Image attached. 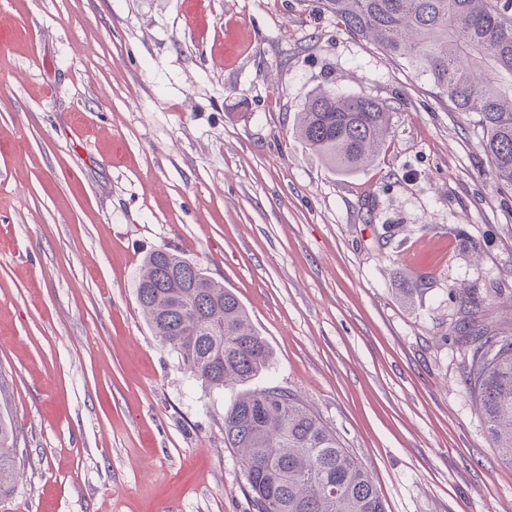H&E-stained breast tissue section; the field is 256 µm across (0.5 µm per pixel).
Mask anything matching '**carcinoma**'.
I'll list each match as a JSON object with an SVG mask.
<instances>
[{
	"instance_id": "carcinoma-1",
	"label": "carcinoma",
	"mask_w": 512,
	"mask_h": 512,
	"mask_svg": "<svg viewBox=\"0 0 512 512\" xmlns=\"http://www.w3.org/2000/svg\"><path fill=\"white\" fill-rule=\"evenodd\" d=\"M351 32L425 78L455 112L477 116L497 180L512 188V0H322ZM390 107L321 89L298 113L297 137L334 169L370 164L389 135ZM137 297L147 324L211 389L253 381L272 352L237 296L178 254L145 259ZM486 433L512 465V332L483 326L457 337ZM0 416V491L23 449ZM224 446L238 454L258 512H386L368 471L296 394L248 389L224 412Z\"/></svg>"
}]
</instances>
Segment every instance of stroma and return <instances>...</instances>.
I'll return each instance as SVG.
<instances>
[{
  "label": "stroma",
  "mask_w": 512,
  "mask_h": 512,
  "mask_svg": "<svg viewBox=\"0 0 512 512\" xmlns=\"http://www.w3.org/2000/svg\"><path fill=\"white\" fill-rule=\"evenodd\" d=\"M391 106L374 162L295 135L318 89ZM165 249L230 288L386 512H512L463 382L457 296L512 304V189L473 117L321 0H0V512H258L236 389L189 376L137 299ZM18 433L10 418L0 416V492L10 488L17 476L23 448L17 447Z\"/></svg>",
  "instance_id": "1"
}]
</instances>
